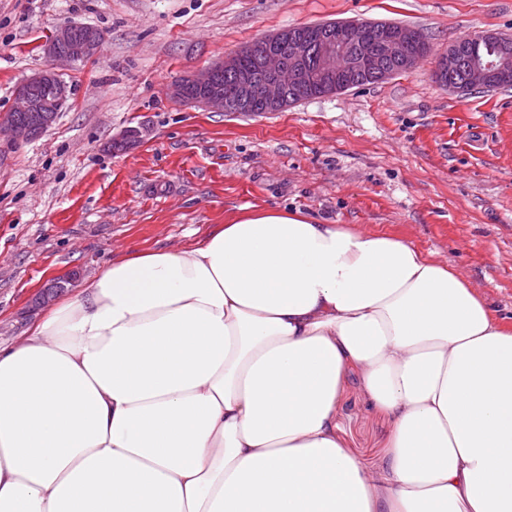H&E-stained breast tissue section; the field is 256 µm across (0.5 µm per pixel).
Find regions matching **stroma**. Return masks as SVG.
<instances>
[{"mask_svg":"<svg viewBox=\"0 0 512 512\" xmlns=\"http://www.w3.org/2000/svg\"><path fill=\"white\" fill-rule=\"evenodd\" d=\"M356 19L416 29L430 50L410 71L277 112L169 94L248 42ZM68 25L104 33L97 59L42 52ZM485 31L512 36V0H0V116L35 71L72 88L42 136L0 137V343L43 313L49 280L85 288L133 253L194 246L248 205L405 238L512 322V87L464 94L434 77L452 41ZM130 127L149 134L111 149ZM339 412L349 448L380 463L389 421L354 385Z\"/></svg>","mask_w":512,"mask_h":512,"instance_id":"1","label":"stroma"}]
</instances>
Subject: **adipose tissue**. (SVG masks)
Segmentation results:
<instances>
[{
    "label": "adipose tissue",
    "mask_w": 512,
    "mask_h": 512,
    "mask_svg": "<svg viewBox=\"0 0 512 512\" xmlns=\"http://www.w3.org/2000/svg\"><path fill=\"white\" fill-rule=\"evenodd\" d=\"M0 512H512V325L409 241L242 208L0 345ZM339 412L349 448L369 463H380L391 425L371 407L353 381L341 400Z\"/></svg>",
    "instance_id": "1"
}]
</instances>
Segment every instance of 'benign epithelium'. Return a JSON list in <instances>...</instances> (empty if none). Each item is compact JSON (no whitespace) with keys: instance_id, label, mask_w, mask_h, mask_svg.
<instances>
[{"instance_id":"7a95c632","label":"benign epithelium","mask_w":512,"mask_h":512,"mask_svg":"<svg viewBox=\"0 0 512 512\" xmlns=\"http://www.w3.org/2000/svg\"><path fill=\"white\" fill-rule=\"evenodd\" d=\"M362 24L356 22L334 36L313 43L294 30L285 28L265 37L268 46L262 53V77L257 79L240 70V59L254 50L250 43L224 54V59L189 77L187 84L173 85L169 93L176 99L189 90L197 103L217 112L224 111V93L215 84L219 70L237 74L240 98L244 101L261 99L271 107L285 102L289 89H304L316 85L330 93H338L348 86L353 73H365L377 81L385 80L395 71L380 65V61L398 62L405 70L411 69L422 56V39L414 29L402 26L385 28L378 41L365 46L358 54L349 56L346 45L361 38ZM104 36L75 34V27L56 30L52 40L44 45V53L58 61H88L99 53ZM439 83L452 92L486 89L508 77L507 52L480 58L462 57L456 44L448 47L437 66ZM43 86L53 88V97L41 98L36 90ZM71 88L53 70H40L18 83L13 91L15 112L37 113V123L23 126L7 114L0 118V135L14 142H25L34 132H45L55 121L59 107L69 98Z\"/></svg>"}]
</instances>
